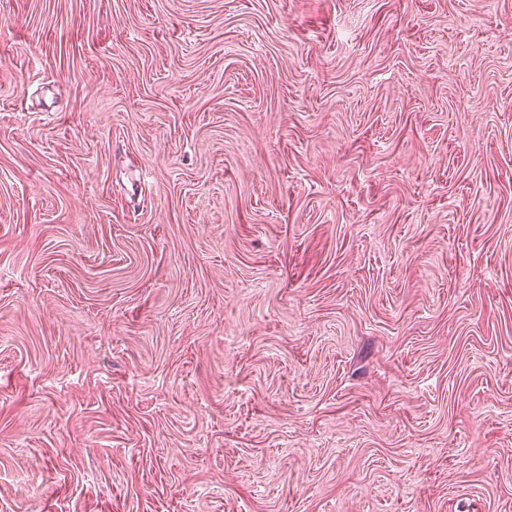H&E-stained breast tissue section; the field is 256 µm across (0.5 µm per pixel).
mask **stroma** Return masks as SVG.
Returning a JSON list of instances; mask_svg holds the SVG:
<instances>
[{
	"label": "stroma",
	"instance_id": "obj_1",
	"mask_svg": "<svg viewBox=\"0 0 512 512\" xmlns=\"http://www.w3.org/2000/svg\"><path fill=\"white\" fill-rule=\"evenodd\" d=\"M0 512H512V0H0Z\"/></svg>",
	"mask_w": 512,
	"mask_h": 512
}]
</instances>
